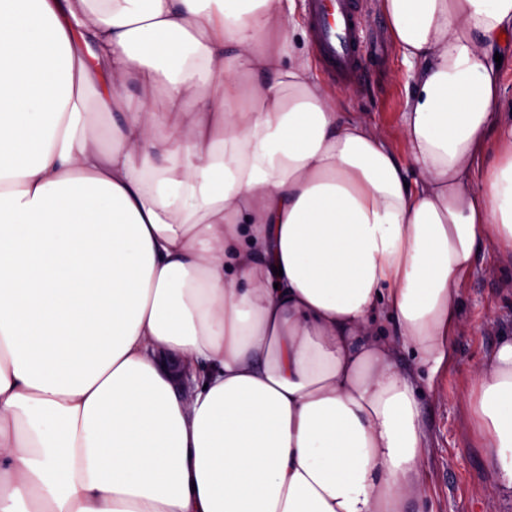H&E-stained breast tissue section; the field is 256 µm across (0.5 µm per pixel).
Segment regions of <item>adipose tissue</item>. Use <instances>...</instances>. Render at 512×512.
<instances>
[{
	"mask_svg": "<svg viewBox=\"0 0 512 512\" xmlns=\"http://www.w3.org/2000/svg\"><path fill=\"white\" fill-rule=\"evenodd\" d=\"M378 6L408 170L293 48L295 0H0V512L421 495L417 382L477 245L512 258V0ZM476 376L512 497V339Z\"/></svg>",
	"mask_w": 512,
	"mask_h": 512,
	"instance_id": "obj_1",
	"label": "adipose tissue"
}]
</instances>
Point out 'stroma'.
Wrapping results in <instances>:
<instances>
[{
  "mask_svg": "<svg viewBox=\"0 0 512 512\" xmlns=\"http://www.w3.org/2000/svg\"><path fill=\"white\" fill-rule=\"evenodd\" d=\"M357 2L367 42L363 76L350 86L328 83L327 89L339 111L380 127L405 164L408 152L396 130L413 89V72L394 45L376 0ZM460 310L448 357L419 397L429 436L422 461L425 488L408 504V512H512L511 499H492L486 490L488 458L468 414V402L476 393L475 369L501 337L512 336V262L480 248L461 286Z\"/></svg>",
  "mask_w": 512,
  "mask_h": 512,
  "instance_id": "35a3bbf8",
  "label": "stroma"
}]
</instances>
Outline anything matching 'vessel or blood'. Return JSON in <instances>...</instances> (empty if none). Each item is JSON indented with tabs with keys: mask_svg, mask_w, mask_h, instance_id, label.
Here are the masks:
<instances>
[{
	"mask_svg": "<svg viewBox=\"0 0 512 512\" xmlns=\"http://www.w3.org/2000/svg\"><path fill=\"white\" fill-rule=\"evenodd\" d=\"M307 10L325 75L338 83L359 79L362 40L355 0H307Z\"/></svg>",
	"mask_w": 512,
	"mask_h": 512,
	"instance_id": "obj_1",
	"label": "vessel or blood"
}]
</instances>
